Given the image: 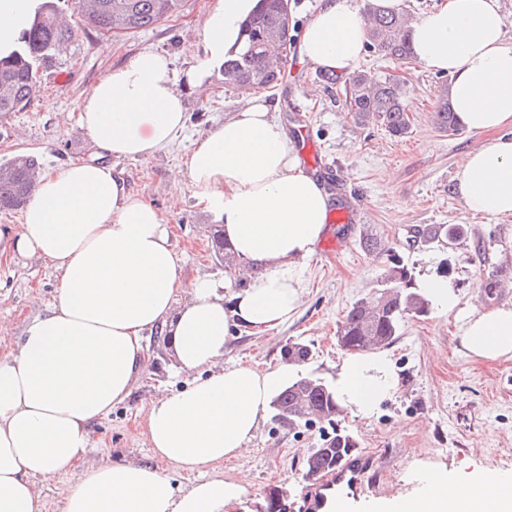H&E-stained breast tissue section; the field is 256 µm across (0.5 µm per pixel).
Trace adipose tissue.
<instances>
[{
	"label": "adipose tissue",
	"mask_w": 512,
	"mask_h": 512,
	"mask_svg": "<svg viewBox=\"0 0 512 512\" xmlns=\"http://www.w3.org/2000/svg\"><path fill=\"white\" fill-rule=\"evenodd\" d=\"M256 4L218 0L202 25L204 56L189 84L206 91L209 67L241 50V26ZM40 5L0 0V57L19 49ZM410 37L417 62L451 76L448 102L460 125L488 136L463 161L460 199L475 213L512 216V44L498 0H444L413 23ZM366 45L355 0H323L299 52L313 66L348 74ZM186 119L164 54L143 51L107 71L77 104L93 158L43 170L21 223L0 227V257L42 258L59 277L53 305L0 357V512H44L42 490L65 470L78 477L60 512H231L248 493L217 467L246 451L300 368L228 365L225 345L234 329L264 332L295 315L332 198L303 170L286 126L266 105L247 102L195 138L187 175L173 183L189 181L242 263L245 286L225 306L224 283L185 279L170 225L111 164L165 148ZM158 327L171 334L189 380L149 406L153 464L88 463L91 426L128 398L147 361L143 335ZM460 336L470 357L512 358V305L463 315ZM398 384L391 357L374 352L344 359L333 389L340 405L367 418ZM179 474L190 482H176ZM419 483L416 496L379 512H512L506 477L494 479L491 496L432 472Z\"/></svg>",
	"instance_id": "obj_1"
}]
</instances>
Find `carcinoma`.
I'll return each mask as SVG.
<instances>
[{"mask_svg":"<svg viewBox=\"0 0 512 512\" xmlns=\"http://www.w3.org/2000/svg\"><path fill=\"white\" fill-rule=\"evenodd\" d=\"M57 0H45L36 21L24 38L22 51L9 60L0 59V117L22 112L31 105L40 72L67 52L79 33L90 30L103 35L125 22L124 30L137 32L161 24L179 12L183 0H71L78 22L68 25L58 18ZM369 48L395 61L413 58L409 41L411 19L406 14H385L373 7L364 11ZM294 25L282 9V0H261L259 10L245 28L246 49L224 61V79L249 92L273 88L287 62L288 45ZM346 106L354 121L362 126L377 125L391 137H405L411 126L408 89L396 77L379 78L359 73L349 81ZM434 125L444 131L457 129V119L448 103V93L440 97ZM37 157L20 156L0 165V210H17L29 200ZM467 234L463 224H425L414 229L412 244L445 246ZM216 254L224 256V268L236 264L237 257L220 235L213 236ZM430 300L419 291L412 272L403 264L387 270L377 290L351 305L338 324L341 349L362 354L393 343L409 316H425ZM274 418L290 426L313 421H332L342 412L329 384L321 378L291 381L274 399ZM326 452H310L304 462L305 477L332 470L336 463L358 447L348 433H337L322 442Z\"/></svg>","mask_w":512,"mask_h":512,"instance_id":"cac0c4a2","label":"carcinoma"}]
</instances>
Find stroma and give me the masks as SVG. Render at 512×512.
<instances>
[{"instance_id":"35a3bbf8","label":"stroma","mask_w":512,"mask_h":512,"mask_svg":"<svg viewBox=\"0 0 512 512\" xmlns=\"http://www.w3.org/2000/svg\"><path fill=\"white\" fill-rule=\"evenodd\" d=\"M216 4L185 0L181 12L160 25L109 37L94 32L80 36L56 67L44 72L30 107L0 117V163L33 155L41 168L50 169L91 158L84 131L77 122L61 123L60 113L75 111L84 92L107 71L140 51L154 50L172 59L187 108L186 127L154 155L117 158L113 164L122 170L128 189L154 204L171 224L186 278L222 279L229 291L238 288L237 276L225 270L212 249L218 222L198 205L189 184L172 187L170 172L182 165L201 132L233 116L248 98L266 104L290 136L306 128L310 145L299 152L301 164L317 160L341 172V193L356 209L353 223L326 224L324 233L336 238L338 251L309 258L307 288L292 319L263 333L235 330L224 351L225 364L272 369L286 364L287 348L299 342L311 351L303 375L333 381L344 356L336 343L337 325L353 302L377 287L395 256L416 280L446 276L459 299L457 312L512 305V216L488 218L471 212L455 192L466 154L486 137L462 127L443 132L431 120L449 76L413 59L393 61L366 50L359 72L400 76L409 89L412 126L401 140L383 128L355 124L346 108L348 75L326 78L295 46L274 88L244 94L226 83L223 69L217 68L209 77L210 94L202 96L183 77L203 57L198 39ZM424 224H464L468 234L444 249L412 245L414 228ZM365 232L377 238L376 250L362 247ZM495 272L508 284L489 299L481 282ZM57 287L54 269L41 258L0 259V321L11 324L12 336H21L32 319L46 312ZM457 312L434 307L426 316L404 321L386 348L399 388L373 416L364 418L348 409L334 422L307 427L266 417L247 451L220 466L249 485L234 512H256L266 493L284 482L297 498H305L309 484L303 462L335 428L352 434L359 453L378 463L373 474L377 490L356 499L354 512H372L377 503L415 494L424 471L451 473L470 482L512 476V359L467 356L457 332ZM145 344L148 360L130 396L92 427L89 463L152 460L140 429L148 405L158 387L180 388L187 377L178 373L164 331L147 333Z\"/></svg>"}]
</instances>
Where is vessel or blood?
Listing matches in <instances>:
<instances>
[{
	"label": "vessel or blood",
	"mask_w": 512,
	"mask_h": 512,
	"mask_svg": "<svg viewBox=\"0 0 512 512\" xmlns=\"http://www.w3.org/2000/svg\"><path fill=\"white\" fill-rule=\"evenodd\" d=\"M371 467L368 457L357 455L341 460L335 470L314 477L307 501L309 512H347L350 498L373 491L368 476Z\"/></svg>",
	"instance_id": "b4317fda"
}]
</instances>
